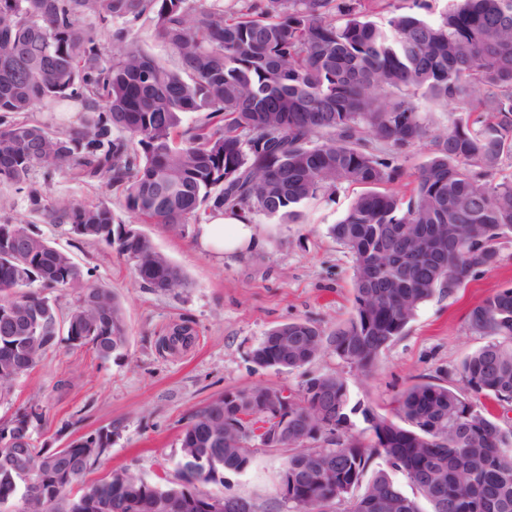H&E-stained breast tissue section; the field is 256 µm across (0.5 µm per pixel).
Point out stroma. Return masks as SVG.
Returning a JSON list of instances; mask_svg holds the SVG:
<instances>
[{"mask_svg":"<svg viewBox=\"0 0 512 512\" xmlns=\"http://www.w3.org/2000/svg\"><path fill=\"white\" fill-rule=\"evenodd\" d=\"M35 186L51 202L108 205L117 222L148 236L191 282L165 294L143 287L113 248L78 239L67 225L42 223L26 194L0 186V224L31 223L89 269L93 281L111 288L123 308L129 332L124 356L103 360L92 349L59 340L0 402L1 420L31 396L42 395L44 418L33 436L49 448L112 427V446L88 469V484L120 468L153 483L175 480L182 430L195 411L227 391L295 389L311 376L337 373L347 380L354 400L390 413L398 392L419 381H438L483 345V337L468 329V313L484 297L512 285L509 240L502 244L495 268L455 295L436 296L421 305L406 334L384 352L372 374L358 372L328 351L298 370L262 369L252 362L251 352L271 327L310 318L329 331L349 317L352 261L328 229L342 219L356 188L339 186L302 207L294 223L256 216L262 249L243 260H219L198 252L193 235L137 221L105 184H85L59 173L47 183L36 180ZM179 326L191 328V343L177 350L161 346V339ZM282 466L279 453L257 449L247 472L225 474L223 491L252 498L260 512H288L277 493Z\"/></svg>","mask_w":512,"mask_h":512,"instance_id":"1","label":"stroma"}]
</instances>
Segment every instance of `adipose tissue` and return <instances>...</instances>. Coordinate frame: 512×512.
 <instances>
[{
  "instance_id": "adipose-tissue-1",
  "label": "adipose tissue",
  "mask_w": 512,
  "mask_h": 512,
  "mask_svg": "<svg viewBox=\"0 0 512 512\" xmlns=\"http://www.w3.org/2000/svg\"><path fill=\"white\" fill-rule=\"evenodd\" d=\"M196 246L207 255L244 258L262 248L261 229L253 216L238 207L211 212L195 229Z\"/></svg>"
}]
</instances>
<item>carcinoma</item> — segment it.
<instances>
[{
	"instance_id": "cac0c4a2",
	"label": "carcinoma",
	"mask_w": 512,
	"mask_h": 512,
	"mask_svg": "<svg viewBox=\"0 0 512 512\" xmlns=\"http://www.w3.org/2000/svg\"><path fill=\"white\" fill-rule=\"evenodd\" d=\"M389 0H0V186L27 188L31 211L75 237L103 242L135 278L167 292L181 267L142 233L116 224L105 204L45 202L29 188L63 172L104 182L143 223L184 235L228 204L296 221L299 207L347 183L363 188L328 234L353 262V312L330 333L312 320L271 328L252 351L265 369L295 370L325 350L368 374L404 335L419 307L495 267L512 239V0H448L435 21L392 10ZM148 30L171 49L167 65L131 39ZM464 102L448 126L429 130L419 99ZM75 102L85 116L51 125L40 113ZM190 113L197 114L187 119ZM429 140L409 172L403 149ZM401 184L403 194L392 185ZM28 224H0V369L23 375L64 323L103 360L129 336L112 290ZM77 302L59 318L47 291ZM26 327L19 339L21 327ZM486 339L448 383L418 382L392 415L352 403L339 374L308 378L288 409L266 403L275 387L228 391L198 409L180 437L176 473L186 488L123 469L69 496L112 447L110 428L60 450L32 438L36 400L0 423V509L203 512L209 485L244 473L255 425L280 427L292 512H512V286L469 313ZM288 337V352L280 338ZM191 342L186 327L163 339ZM366 427L357 431L353 417ZM385 467H380V464ZM401 473L416 489L405 494Z\"/></svg>"
}]
</instances>
